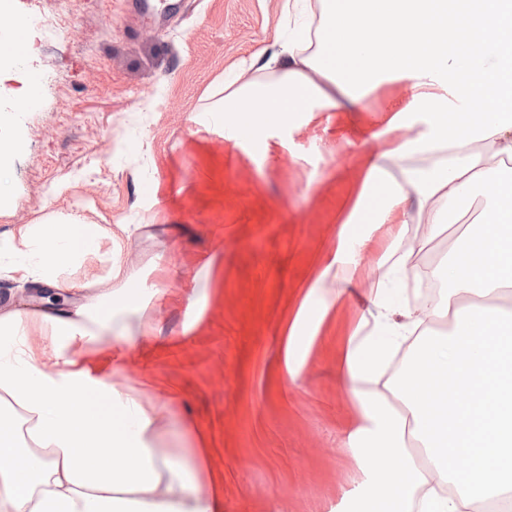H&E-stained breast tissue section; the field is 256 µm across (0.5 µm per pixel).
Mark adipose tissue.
Instances as JSON below:
<instances>
[{
	"label": "adipose tissue",
	"instance_id": "obj_1",
	"mask_svg": "<svg viewBox=\"0 0 512 512\" xmlns=\"http://www.w3.org/2000/svg\"><path fill=\"white\" fill-rule=\"evenodd\" d=\"M282 11L295 22L288 41L259 49L224 85L215 121L228 140L259 147L300 112L370 111L388 84L407 96L371 134L376 153L340 208L327 264L337 294L366 243L349 228L397 218L435 233L458 207L484 205L431 267L441 285L432 301L408 298L424 242L393 237L368 329L339 355L360 414L345 446L364 475L363 512H512V0H283ZM103 235L75 220L28 228L12 270L58 281ZM324 282L285 338L289 378L327 314ZM142 307L141 293L120 291L62 314L0 315V512H224L221 491L198 483L199 449L158 447L154 415L88 361L151 336L152 324L136 337L124 321Z\"/></svg>",
	"mask_w": 512,
	"mask_h": 512
}]
</instances>
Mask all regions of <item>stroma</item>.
<instances>
[{
	"label": "stroma",
	"mask_w": 512,
	"mask_h": 512,
	"mask_svg": "<svg viewBox=\"0 0 512 512\" xmlns=\"http://www.w3.org/2000/svg\"><path fill=\"white\" fill-rule=\"evenodd\" d=\"M9 3L28 26L22 66L0 58V128L16 143L0 159V302L48 307L8 271L26 225H129L62 274L88 294L138 288L147 301L153 336L100 355L115 388L157 409L162 447L210 449L199 483L222 478L224 512H352L363 474L343 442L359 413L336 350L367 313L396 225L369 227L354 286L331 301L294 381L284 338L400 89L381 88L370 112L305 113L256 150L202 111L242 59L284 36L282 0ZM108 252L123 277H110Z\"/></svg>",
	"instance_id": "obj_1"
}]
</instances>
